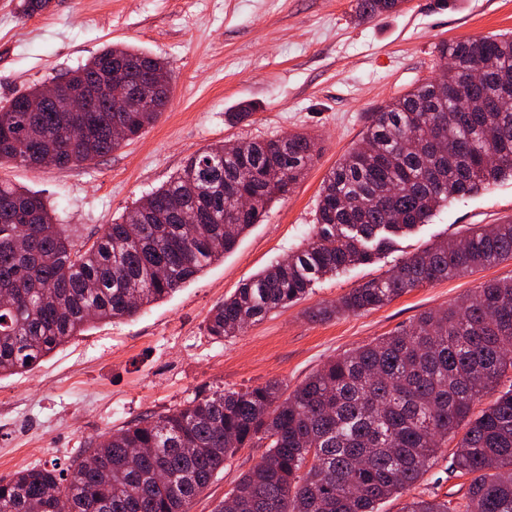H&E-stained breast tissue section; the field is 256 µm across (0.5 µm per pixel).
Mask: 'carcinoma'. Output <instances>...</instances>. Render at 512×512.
<instances>
[{
    "instance_id": "1",
    "label": "carcinoma",
    "mask_w": 512,
    "mask_h": 512,
    "mask_svg": "<svg viewBox=\"0 0 512 512\" xmlns=\"http://www.w3.org/2000/svg\"><path fill=\"white\" fill-rule=\"evenodd\" d=\"M396 0H356L373 18ZM52 0H19L30 17ZM452 65L374 113L360 145L324 179L306 246L243 282L211 311L222 340L288 307L318 280L365 264L460 194L512 177V37L439 46ZM478 63V85L468 83ZM167 64L128 45L104 47L65 73L79 87L112 73L134 78ZM78 114L85 133L61 131L54 102L32 116L0 112V166L66 169L142 135L164 112ZM125 135L112 138V119ZM320 148L306 133L210 144L88 247L54 223L37 194L0 182V375L27 370L92 321L135 316L234 250L270 202L289 192ZM512 259V222L470 228L425 248L388 275L320 308L325 320L382 307L425 283ZM512 371V280L490 281L460 304L421 313L408 328L346 351L291 392L282 382L200 392L90 442L66 467L0 479V512H189L214 474L243 448L264 447L216 512H377L428 471L445 439L464 430L450 468L472 476L459 499L414 498L402 512H512V387L476 401ZM96 458L100 465L89 467Z\"/></svg>"
}]
</instances>
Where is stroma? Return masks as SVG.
<instances>
[{
    "label": "stroma",
    "mask_w": 512,
    "mask_h": 512,
    "mask_svg": "<svg viewBox=\"0 0 512 512\" xmlns=\"http://www.w3.org/2000/svg\"><path fill=\"white\" fill-rule=\"evenodd\" d=\"M355 6V0H53L43 14L24 18L18 0H0V105L112 43L143 49L172 72L170 101L158 122L112 154L62 171L0 167V181L39 194L75 243L95 238L209 144L304 132L321 148L263 221L195 280L133 318L95 324L32 370L0 376V478L67 463L91 440L179 408L205 390L272 379L296 386L340 353L454 305L485 282L512 279L508 260L420 286L375 310L314 316L433 242L474 224L512 220L509 179L457 198L374 262L320 280L302 300L238 335L208 336L214 306L312 236L326 174L359 142L372 112L438 73L441 43L512 34V0H407L371 19L360 18ZM241 104L251 105V117L229 123L227 113ZM261 455L258 448L239 451L190 512H214ZM451 456L441 453L409 495L384 501L378 512H401L411 496H462L469 480L451 473Z\"/></svg>",
    "instance_id": "obj_1"
}]
</instances>
